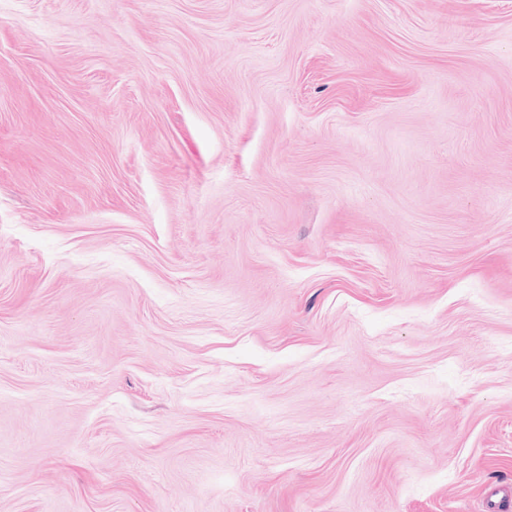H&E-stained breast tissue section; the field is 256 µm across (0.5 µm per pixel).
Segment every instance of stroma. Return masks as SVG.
I'll return each instance as SVG.
<instances>
[{"mask_svg": "<svg viewBox=\"0 0 512 512\" xmlns=\"http://www.w3.org/2000/svg\"><path fill=\"white\" fill-rule=\"evenodd\" d=\"M512 512V0H0V512Z\"/></svg>", "mask_w": 512, "mask_h": 512, "instance_id": "stroma-1", "label": "stroma"}]
</instances>
